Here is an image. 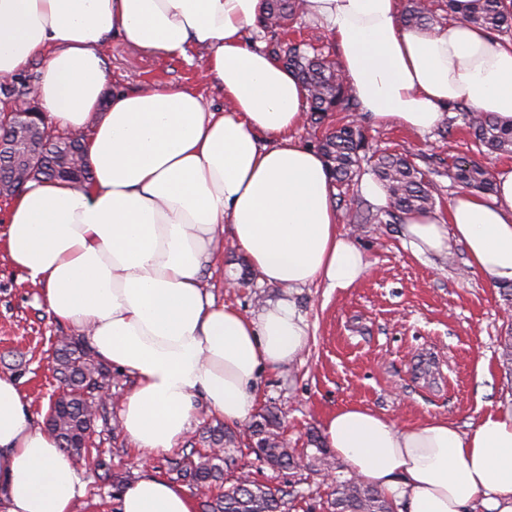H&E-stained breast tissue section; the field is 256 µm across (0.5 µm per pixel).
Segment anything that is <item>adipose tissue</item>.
<instances>
[{
  "instance_id": "1",
  "label": "adipose tissue",
  "mask_w": 512,
  "mask_h": 512,
  "mask_svg": "<svg viewBox=\"0 0 512 512\" xmlns=\"http://www.w3.org/2000/svg\"><path fill=\"white\" fill-rule=\"evenodd\" d=\"M262 0H0V77L42 61L37 96L55 129L88 130L90 183L25 184L11 200L5 250L57 321L106 365L132 376L124 434L142 457L173 449L199 405L246 421L265 369L295 360L309 324L287 299L257 314L216 302L201 270L230 232L263 282L289 291L353 287L364 253L341 231L322 155L295 136L308 91L246 33ZM332 38L345 81L372 122L436 129L449 104L512 120V41L456 18L410 28L401 0H305ZM122 36L153 54L202 50V76L224 94L211 111L195 88L110 85L102 48ZM414 255L463 244L490 283H512V167L486 196L464 190L447 216L402 226ZM324 440L398 512H512V409L467 428H413L360 405L328 416ZM80 477L33 422L15 379L0 375V512H76ZM118 512H196L185 488L142 471Z\"/></svg>"
}]
</instances>
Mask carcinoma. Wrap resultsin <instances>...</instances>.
I'll list each match as a JSON object with an SVG mask.
<instances>
[{"label": "carcinoma", "mask_w": 512, "mask_h": 512, "mask_svg": "<svg viewBox=\"0 0 512 512\" xmlns=\"http://www.w3.org/2000/svg\"><path fill=\"white\" fill-rule=\"evenodd\" d=\"M260 22L284 26L303 10L299 0H264ZM448 15H462L468 21L491 32L512 29V9L504 0H407L402 13L404 23L430 28L437 21L439 9ZM312 46L300 42L288 44L287 50L272 53L308 88V109L311 126L322 127L332 112L359 110V104L348 89L335 64L325 57L310 54ZM450 109L461 113L465 125L477 146L490 154H512V122L502 121L491 114H482L463 103ZM318 151L325 157L334 183L348 187L361 173L363 162L370 163L373 175L388 192V206L381 213L353 210L346 206L340 193L336 207L345 208V218L356 224H402L406 216L434 209L435 199L430 190L428 172L403 153L369 154L363 134L353 121L338 124L325 131L317 140ZM44 180L67 179L85 182L90 172L85 163H73L74 157H83L82 140L71 143V148L56 141L45 144ZM435 174L446 176L464 188L491 193L492 179L478 163L458 160L451 167ZM54 372L63 390L53 414L51 429L63 450L80 461L90 454L86 433L93 431L95 422L106 420V406L94 402L96 392L106 387L112 370L102 363L85 341L77 336H62L53 353ZM249 442L246 448L257 459L280 469H295L299 461L283 437L279 416L270 410L258 414L248 425ZM198 442L205 452H190L169 461L170 471L185 480L191 489L205 495V512H289L294 507L293 492L271 489L255 479L231 480V485L214 495L213 488L223 487L224 472L235 464L232 449L238 447L237 436L219 423L200 435ZM98 478L112 482L113 498H119L129 484V475L115 474L111 465L95 457ZM330 512H393L392 502L376 488L351 478L336 482L331 491Z\"/></svg>", "instance_id": "carcinoma-1"}]
</instances>
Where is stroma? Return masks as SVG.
<instances>
[{
  "label": "stroma",
  "mask_w": 512,
  "mask_h": 512,
  "mask_svg": "<svg viewBox=\"0 0 512 512\" xmlns=\"http://www.w3.org/2000/svg\"><path fill=\"white\" fill-rule=\"evenodd\" d=\"M106 64L121 89L197 84L213 109L225 106L223 96L202 83L201 59L145 54L114 36L107 41ZM446 118L451 126L446 135L368 120L362 126L371 149L411 154L424 169L461 158L492 174L512 166V154H479L458 113ZM341 229L364 252L365 276L346 290L313 285L294 293L310 325L309 343L294 362L263 372L257 385V411L281 412L297 454H312L310 435L321 434L325 418L351 404L401 427L432 419L464 427L491 408L512 406V372L499 360V343L512 330V316L505 312L501 288L468 265L464 246L455 242L443 256L418 258L404 247L400 225L345 222ZM243 259L230 237L218 242L213 264L201 272L218 302L250 314L284 297V289L261 283L257 273H243ZM71 332L42 303L38 288L0 253V374L19 381L36 423H44L58 391L51 341ZM133 386L132 378L113 375L108 418L97 421L93 440L110 458L113 472L136 476L146 464L120 421ZM235 468L294 491V512H328L330 488L323 472L306 465L274 469L251 455L239 457Z\"/></svg>",
  "instance_id": "35a3bbf8"
}]
</instances>
